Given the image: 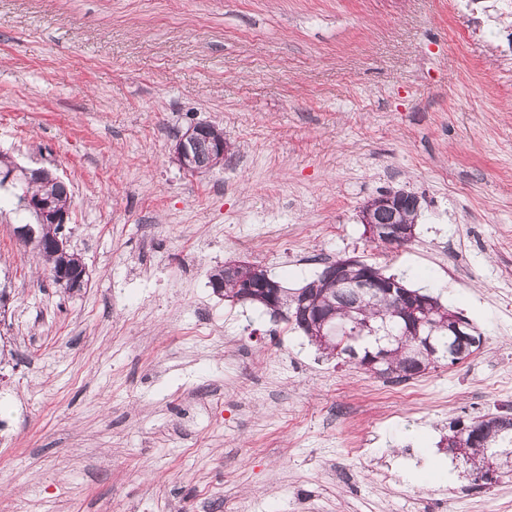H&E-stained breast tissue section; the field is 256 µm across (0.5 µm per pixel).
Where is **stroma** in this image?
Wrapping results in <instances>:
<instances>
[{
    "instance_id": "obj_1",
    "label": "stroma",
    "mask_w": 512,
    "mask_h": 512,
    "mask_svg": "<svg viewBox=\"0 0 512 512\" xmlns=\"http://www.w3.org/2000/svg\"><path fill=\"white\" fill-rule=\"evenodd\" d=\"M493 0H0V154L71 193L70 293L0 186V512H512V476L434 475L450 423L512 414V63ZM238 147L192 174L173 140ZM396 188L416 237L359 210ZM359 257L483 334L392 384L214 293ZM387 193H394L395 196L399 197V206L394 208H380L382 207H392L394 204L393 198H384L382 201L381 199H378L376 201L370 200L366 204V208L368 210L372 211L371 217L377 222V224H367L366 220H363L362 223L366 224V234L371 238L372 240H379L376 242L380 247H384L385 249L393 248V247H400L406 243H408L411 238L413 237V234L405 240L406 232H405V224L412 227V231L414 229V221L417 216V210L419 201L415 194L411 192H406L404 190H397V191H389L383 194ZM381 194V195H383ZM379 207V208H377ZM393 220L395 221H401L402 223H394L389 224ZM385 240V241H383ZM405 240V241H404ZM389 241V242H387ZM403 241V242H402ZM394 242V243H392ZM396 242H402V243H396ZM256 275H258V270L253 267L247 261H229L224 264V268L216 269L214 273L211 275L210 283L212 285L213 282H223L224 277H232L236 279L241 285V291L236 292L237 288L236 282L232 280H227L224 284V298L228 301L234 302V297L236 302H242L247 300L251 296V291L253 290L252 283L257 279ZM258 280V279H257Z\"/></svg>"
}]
</instances>
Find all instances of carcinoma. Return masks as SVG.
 <instances>
[{
  "mask_svg": "<svg viewBox=\"0 0 512 512\" xmlns=\"http://www.w3.org/2000/svg\"><path fill=\"white\" fill-rule=\"evenodd\" d=\"M24 190L36 194H48L53 198L55 206L60 210H67L70 206V194L63 182L50 181L43 177L24 183ZM394 195L399 197V206L394 208H377L372 212V218L379 224H388L392 221H401L409 226H414L417 216L419 201L415 194L404 190H397ZM40 254L49 267V271L66 270L68 272H83L85 264L75 252L68 249L60 252L54 248L46 247L40 250ZM314 281H309L295 292L281 288L279 297L280 307L277 310L270 309L264 302L265 293L261 289L253 291L254 299L250 303L255 304L274 318H281L287 322L292 321V314L298 303L304 298L310 299V305L333 315V322L341 324L347 321V310L355 302L353 291L345 288L338 297L321 290L314 291ZM397 306L396 298L392 295H379L372 303L363 307L358 318L361 322L369 324L372 328H378L384 324L397 336L401 337L400 344L391 347L384 358V368L378 376L391 383L406 382L422 373L432 363L444 359L450 364H456L468 358L483 344V334L476 327H470V339L465 347L459 349L456 355L449 357L440 353L434 357L422 351L420 341L414 336L403 335V326L392 320L393 311ZM377 350L372 344V337L365 334L350 340L338 351L330 350L326 355L337 359H350L357 356L364 360L368 354ZM451 435L448 436V448L457 446V441L462 440L467 446V452L460 455L464 465L480 479L484 469V461L487 449L495 447L506 440L512 441V417L507 414H485L468 421L466 427H458L456 423L449 426Z\"/></svg>",
  "mask_w": 512,
  "mask_h": 512,
  "instance_id": "cac0c4a2",
  "label": "carcinoma"
}]
</instances>
